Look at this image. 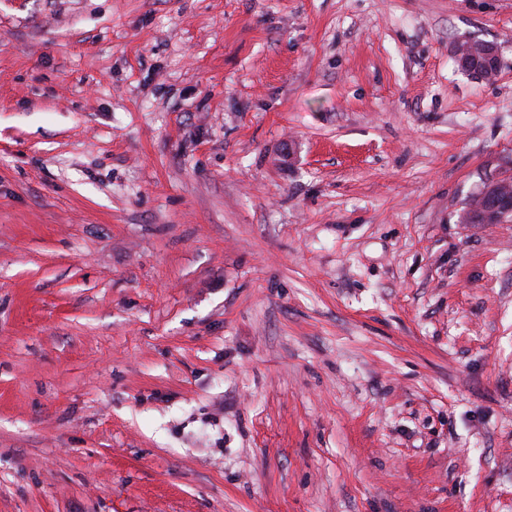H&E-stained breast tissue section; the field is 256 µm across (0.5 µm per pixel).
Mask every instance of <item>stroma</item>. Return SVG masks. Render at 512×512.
Instances as JSON below:
<instances>
[{
	"label": "stroma",
	"mask_w": 512,
	"mask_h": 512,
	"mask_svg": "<svg viewBox=\"0 0 512 512\" xmlns=\"http://www.w3.org/2000/svg\"><path fill=\"white\" fill-rule=\"evenodd\" d=\"M511 165L512 0H0V512H512ZM493 178L481 179L477 190L473 194L470 202L467 205V210L462 216V223L464 224H485L483 219L484 210H481L483 205L487 207V195L491 192L489 190L490 182Z\"/></svg>",
	"instance_id": "obj_1"
}]
</instances>
